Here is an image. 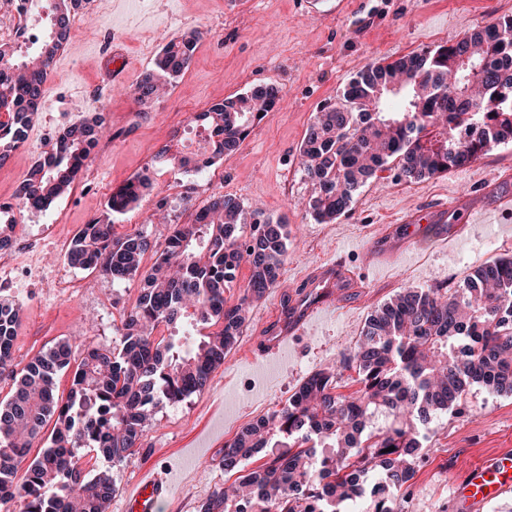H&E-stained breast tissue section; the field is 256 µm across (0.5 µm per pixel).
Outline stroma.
I'll return each instance as SVG.
<instances>
[{
  "label": "stroma",
  "instance_id": "35a3bbf8",
  "mask_svg": "<svg viewBox=\"0 0 512 512\" xmlns=\"http://www.w3.org/2000/svg\"><path fill=\"white\" fill-rule=\"evenodd\" d=\"M57 54L41 109L24 145L0 166V204L17 201L20 185L48 142L87 118L102 116L111 132L91 154L81 179L44 212L16 213L12 259L0 266V299L21 306L15 357L29 360L60 342L118 350L123 316L137 303L138 280L122 284L71 266L64 253L79 229L98 218L113 189L149 171L154 189L128 214L112 217L117 235L141 232L151 267L173 225L191 208L230 195L246 214L288 224L282 287L251 302L246 326L223 366L202 393L161 405L140 448L112 470L108 512H123V496L141 474L171 478L160 512H200L217 487L237 475L224 469V444L254 416L267 414L315 372L335 365L360 336L367 317L405 288L457 287L482 262L512 256V209L472 225L461 239L441 243L438 227H419L421 247L388 266L372 257L376 226L433 200L453 196L512 167V143L465 167L416 182L396 166L378 172L336 221L309 212L311 185L300 165L301 141L321 105L372 62L445 44L486 23L512 17V0H94ZM191 35L196 50L168 93L142 103L135 88L173 37ZM130 57L126 79L109 82L112 53ZM277 88L275 106L255 124L236 152L202 174L183 172L161 150L186 152L181 136L190 119L255 85ZM342 259L361 280V292L337 297L295 341L268 357L247 343L288 309L280 295L294 291L310 267ZM69 287H59L60 278ZM424 458L408 487L396 493L399 512H451L454 483L470 465L512 451V394L469 387L462 411L435 418Z\"/></svg>",
  "mask_w": 512,
  "mask_h": 512
}]
</instances>
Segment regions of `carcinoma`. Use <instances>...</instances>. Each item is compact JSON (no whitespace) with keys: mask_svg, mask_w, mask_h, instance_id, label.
<instances>
[{"mask_svg":"<svg viewBox=\"0 0 512 512\" xmlns=\"http://www.w3.org/2000/svg\"><path fill=\"white\" fill-rule=\"evenodd\" d=\"M77 2L13 0L19 21L44 11L49 24L31 52L0 45V112L8 116L0 120V163L25 142ZM194 49L191 37L168 42L137 85L138 98L149 100L160 84L175 82ZM508 68L512 17L448 45L367 65L338 102L314 115L301 143L312 215L321 223L336 220L390 163L406 180H421L512 142V97L501 92ZM277 94L255 85L197 114L194 121L214 136L210 156L167 160L180 168L211 167L239 148ZM106 133L95 116L57 136L31 168L20 208L49 209L80 178ZM150 182L144 171L116 188L106 211L76 233L66 254L70 265L98 270L114 283L140 280L138 303L124 316L122 348L84 349L67 401L56 397L55 378L70 367L76 347L61 342L20 365L13 351L20 306L0 300V373L14 381L10 399L0 403V499L20 504L10 512H107L115 491L112 467L140 447L150 412L211 382L246 325L250 303L282 274L288 225L267 217L245 234L244 210L229 195L175 225L154 265L141 271L146 237L116 236L112 215L131 209ZM243 264L250 277L229 306L224 290ZM186 323L217 330L184 342L154 335L162 324L178 330ZM340 368L355 371L357 391L339 393L337 372H317L287 404L225 443L226 471H241L240 463L264 448L273 452L238 477L244 493L218 488L203 512H244L247 504L257 512H346L357 503L368 512H394L386 490L414 477L425 427L441 413L459 411L469 384L512 393V257L477 266L455 288L402 289L369 315ZM49 422V446L16 481ZM391 446L395 450L384 452ZM82 448L108 465L86 477Z\"/></svg>","mask_w":512,"mask_h":512,"instance_id":"carcinoma-1","label":"carcinoma"}]
</instances>
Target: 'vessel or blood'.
Wrapping results in <instances>:
<instances>
[{"instance_id": "obj_1", "label": "vessel or blood", "mask_w": 512, "mask_h": 512, "mask_svg": "<svg viewBox=\"0 0 512 512\" xmlns=\"http://www.w3.org/2000/svg\"><path fill=\"white\" fill-rule=\"evenodd\" d=\"M512 180V173L499 174L497 183L487 184L475 196L458 197L450 204L434 207L428 213L409 212L405 223H444L448 211L463 215L460 224L446 225L441 237L445 240L460 238L467 225L475 224L487 214L503 206H512V194L500 193L498 183ZM413 238H395L393 229H386L373 251L378 258L391 259L402 251L413 250ZM359 282L341 261H331L313 266L297 288L288 297V318L277 323L263 335L255 337L252 348L259 354L275 353L287 345L289 339L300 334L307 322L333 300L337 288H355ZM512 490V454L505 453L492 459L473 464L458 482L455 491V512H482L485 504ZM168 479L157 476H141L128 493L125 512H158L160 503L169 495Z\"/></svg>"}]
</instances>
